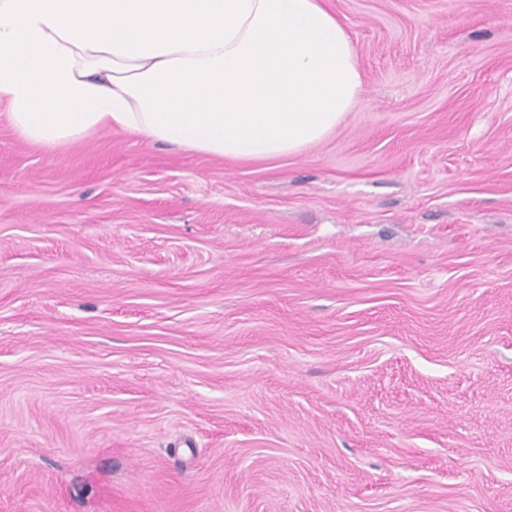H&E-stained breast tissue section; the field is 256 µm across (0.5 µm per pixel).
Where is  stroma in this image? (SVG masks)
<instances>
[{
    "mask_svg": "<svg viewBox=\"0 0 512 512\" xmlns=\"http://www.w3.org/2000/svg\"><path fill=\"white\" fill-rule=\"evenodd\" d=\"M324 140L0 119V512H512V0H330Z\"/></svg>",
    "mask_w": 512,
    "mask_h": 512,
    "instance_id": "35a3bbf8",
    "label": "stroma"
}]
</instances>
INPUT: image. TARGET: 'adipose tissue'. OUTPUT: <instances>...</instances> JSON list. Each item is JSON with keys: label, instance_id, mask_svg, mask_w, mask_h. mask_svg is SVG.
Instances as JSON below:
<instances>
[{"label": "adipose tissue", "instance_id": "1", "mask_svg": "<svg viewBox=\"0 0 512 512\" xmlns=\"http://www.w3.org/2000/svg\"><path fill=\"white\" fill-rule=\"evenodd\" d=\"M362 90L326 0H0V107L49 153L115 129L286 158L334 131Z\"/></svg>", "mask_w": 512, "mask_h": 512}]
</instances>
